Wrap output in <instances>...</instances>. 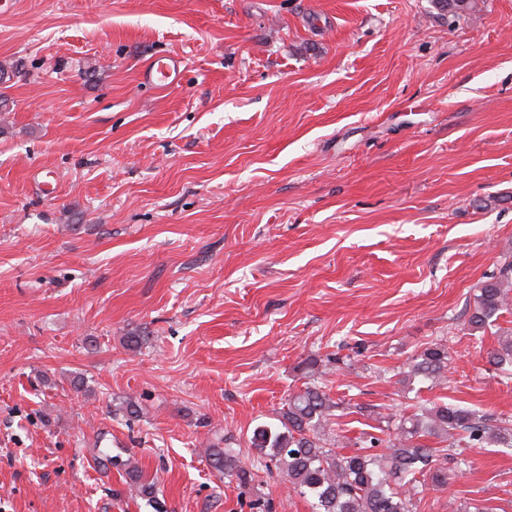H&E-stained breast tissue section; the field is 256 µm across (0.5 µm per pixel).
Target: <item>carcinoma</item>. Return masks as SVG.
I'll return each instance as SVG.
<instances>
[{"mask_svg":"<svg viewBox=\"0 0 512 512\" xmlns=\"http://www.w3.org/2000/svg\"><path fill=\"white\" fill-rule=\"evenodd\" d=\"M432 3L456 20H471L480 12L479 0ZM511 311L512 262L500 269L496 279L481 284L468 319L472 332L496 328L498 347L490 352V362L500 367L512 366V328L498 326V320ZM449 361L448 347L432 343L399 372L398 383L437 385L445 379ZM305 370L310 381L289 397L279 424L258 426L250 437L260 461L246 469L234 449L211 445L207 460L212 469L245 487L259 478L262 463L268 460L285 475L292 491L313 500L314 512H415L426 481L448 483L445 463L458 458V449L512 447V421L494 424L467 407L428 402L400 416L394 429L382 430L383 436L370 437L353 453H341L338 437L327 436L326 427L345 402L333 399L318 382L326 373L318 359H307ZM422 437L437 439L441 447L422 444ZM377 446L384 452H371ZM126 474L135 495L156 505L155 479L135 465L127 466Z\"/></svg>","mask_w":512,"mask_h":512,"instance_id":"1","label":"carcinoma"}]
</instances>
